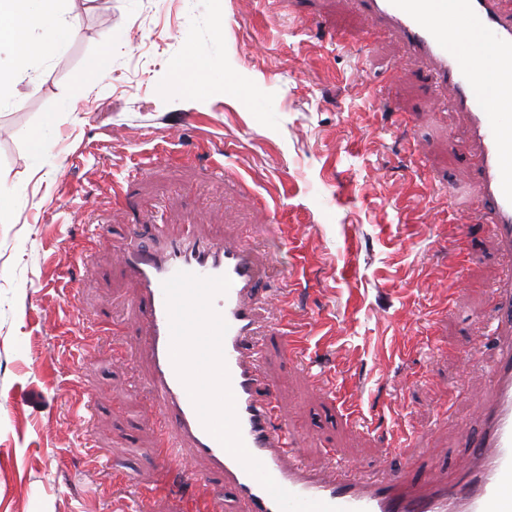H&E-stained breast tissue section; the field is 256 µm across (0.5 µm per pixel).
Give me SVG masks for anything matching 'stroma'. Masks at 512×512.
<instances>
[{
  "label": "stroma",
  "mask_w": 512,
  "mask_h": 512,
  "mask_svg": "<svg viewBox=\"0 0 512 512\" xmlns=\"http://www.w3.org/2000/svg\"><path fill=\"white\" fill-rule=\"evenodd\" d=\"M69 36L0 90V512H193L154 458L133 225L246 237L296 296L264 370L306 463L456 482L492 395L490 291L462 114L350 0H60ZM324 16L327 30L317 29ZM353 43L331 41L328 29ZM112 55L107 77L93 57ZM194 57L202 91L174 67ZM43 144L40 152L30 137ZM467 205L464 260L444 272ZM457 289L449 305V289ZM326 383L314 386L311 371ZM412 446L403 460L398 441Z\"/></svg>",
  "instance_id": "obj_1"
}]
</instances>
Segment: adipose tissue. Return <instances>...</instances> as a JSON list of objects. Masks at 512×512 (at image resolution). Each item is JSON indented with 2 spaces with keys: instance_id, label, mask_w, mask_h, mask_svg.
Instances as JSON below:
<instances>
[{
  "instance_id": "adipose-tissue-1",
  "label": "adipose tissue",
  "mask_w": 512,
  "mask_h": 512,
  "mask_svg": "<svg viewBox=\"0 0 512 512\" xmlns=\"http://www.w3.org/2000/svg\"><path fill=\"white\" fill-rule=\"evenodd\" d=\"M58 0H0V89L10 86L15 74L11 62L52 54L68 35V24L57 12ZM41 24L42 38L29 37Z\"/></svg>"
}]
</instances>
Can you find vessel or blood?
<instances>
[{
	"instance_id": "vessel-or-blood-1",
	"label": "vessel or blood",
	"mask_w": 512,
	"mask_h": 512,
	"mask_svg": "<svg viewBox=\"0 0 512 512\" xmlns=\"http://www.w3.org/2000/svg\"><path fill=\"white\" fill-rule=\"evenodd\" d=\"M370 21V40L397 32L409 52L426 65L424 79L451 90L448 105L466 113L478 143L475 181L484 221L494 228L501 252L512 260V0H352ZM462 28L449 36L448 17ZM490 57L488 79H481L475 54ZM121 258L141 292L132 311L149 333L143 347L151 360L145 383L160 415L157 462L175 467L183 483L199 478L191 458L204 459L221 476L239 512H279L271 495L204 428L170 357V327L164 280L176 272L228 276L231 286L213 306L228 324L223 353L235 397L241 436L248 452L274 480L293 494L344 508L345 512H512V338L498 341L491 365L493 400L484 408L483 427L465 436L477 468L452 486L409 485L405 474H384L371 483L351 467L335 478L304 465L287 421L277 418L276 391L261 363L268 327L260 312L283 308L285 293L262 288L263 267L244 242L218 244L196 236L168 239L155 225L146 239L131 237ZM495 320L512 329V263L493 287Z\"/></svg>"
}]
</instances>
